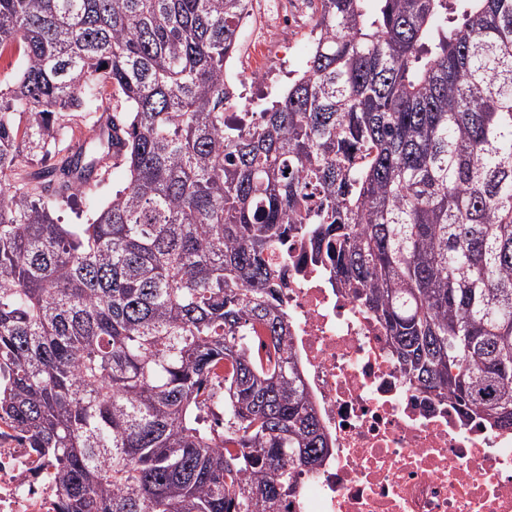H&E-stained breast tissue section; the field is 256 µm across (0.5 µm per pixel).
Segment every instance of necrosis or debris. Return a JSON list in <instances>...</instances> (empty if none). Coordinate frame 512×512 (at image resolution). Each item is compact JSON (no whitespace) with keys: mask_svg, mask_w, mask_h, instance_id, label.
Instances as JSON below:
<instances>
[{"mask_svg":"<svg viewBox=\"0 0 512 512\" xmlns=\"http://www.w3.org/2000/svg\"><path fill=\"white\" fill-rule=\"evenodd\" d=\"M277 259L290 346L330 448L279 512H512V431L421 392L306 241L290 239ZM52 471L0 423V512H59Z\"/></svg>","mask_w":512,"mask_h":512,"instance_id":"obj_1","label":"necrosis or debris"}]
</instances>
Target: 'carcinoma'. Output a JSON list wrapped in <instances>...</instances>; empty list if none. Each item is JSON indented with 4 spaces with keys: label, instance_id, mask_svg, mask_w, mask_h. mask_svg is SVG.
<instances>
[{
    "label": "carcinoma",
    "instance_id": "carcinoma-1",
    "mask_svg": "<svg viewBox=\"0 0 512 512\" xmlns=\"http://www.w3.org/2000/svg\"><path fill=\"white\" fill-rule=\"evenodd\" d=\"M308 2L303 69L243 122L252 0H0L24 60L0 82V420L62 512L296 494L329 446L270 260L289 237L410 380L512 430V0ZM109 110L112 136L76 131ZM113 144L127 185L58 223Z\"/></svg>",
    "mask_w": 512,
    "mask_h": 512
}]
</instances>
